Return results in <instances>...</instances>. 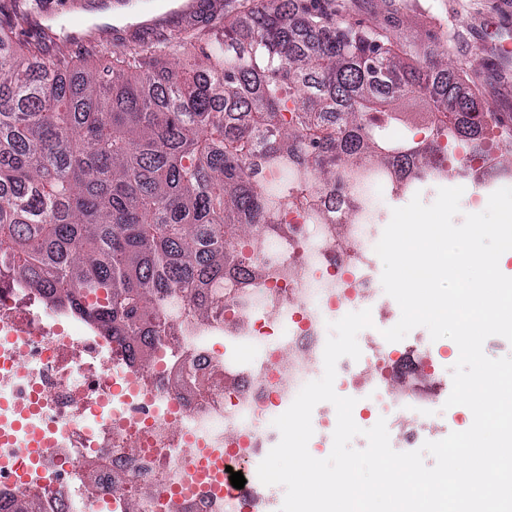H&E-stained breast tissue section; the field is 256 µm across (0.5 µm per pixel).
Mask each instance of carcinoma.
Returning a JSON list of instances; mask_svg holds the SVG:
<instances>
[{
	"instance_id": "obj_1",
	"label": "carcinoma",
	"mask_w": 512,
	"mask_h": 512,
	"mask_svg": "<svg viewBox=\"0 0 512 512\" xmlns=\"http://www.w3.org/2000/svg\"><path fill=\"white\" fill-rule=\"evenodd\" d=\"M193 62L161 47L107 51L88 64L43 57L0 26V281L41 289L55 306L127 346L159 335L179 292L205 322L231 275V248L281 231L290 208L318 211L313 187L373 206L350 181L390 169L404 190L447 174L428 162L447 141L469 147L487 108L448 72L362 22H336L322 0H258L249 22L190 34ZM420 97L418 127L395 102Z\"/></svg>"
}]
</instances>
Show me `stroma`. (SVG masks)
<instances>
[{
  "instance_id": "stroma-1",
  "label": "stroma",
  "mask_w": 512,
  "mask_h": 512,
  "mask_svg": "<svg viewBox=\"0 0 512 512\" xmlns=\"http://www.w3.org/2000/svg\"><path fill=\"white\" fill-rule=\"evenodd\" d=\"M61 11L50 24L51 39L82 29L97 52L103 34L85 26L84 18L104 12L103 0H54ZM336 20L372 24L416 43L420 57H429L437 43L449 41L448 67L469 75L464 92L475 93L480 105L512 113V56L496 48L512 42V0H330Z\"/></svg>"
}]
</instances>
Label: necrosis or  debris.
Masks as SVG:
<instances>
[{"label": "necrosis or debris", "instance_id": "1", "mask_svg": "<svg viewBox=\"0 0 512 512\" xmlns=\"http://www.w3.org/2000/svg\"><path fill=\"white\" fill-rule=\"evenodd\" d=\"M373 211L348 224L280 215L283 237L238 250L252 277L228 289L207 323L171 302L144 358L34 288L0 284V512H275L273 487L227 467H258L274 419L324 373L328 325L381 315L375 275L384 227ZM341 358L336 392L393 411H432L442 390L420 339L395 352L363 331Z\"/></svg>", "mask_w": 512, "mask_h": 512}]
</instances>
